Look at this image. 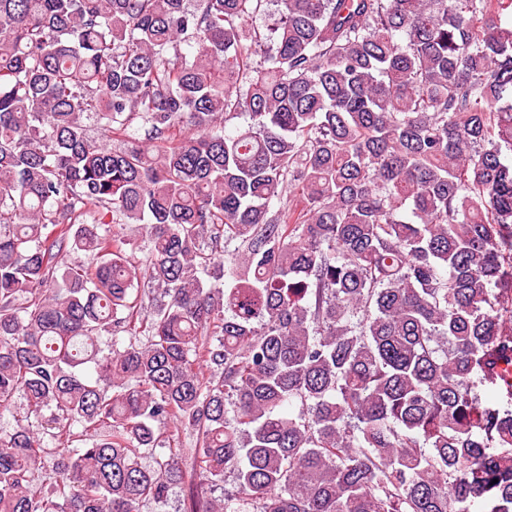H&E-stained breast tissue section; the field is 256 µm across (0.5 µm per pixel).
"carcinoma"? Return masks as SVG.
I'll return each instance as SVG.
<instances>
[{"label": "carcinoma", "mask_w": 512, "mask_h": 512, "mask_svg": "<svg viewBox=\"0 0 512 512\" xmlns=\"http://www.w3.org/2000/svg\"><path fill=\"white\" fill-rule=\"evenodd\" d=\"M264 3L0 0V512H512V0Z\"/></svg>", "instance_id": "1"}]
</instances>
